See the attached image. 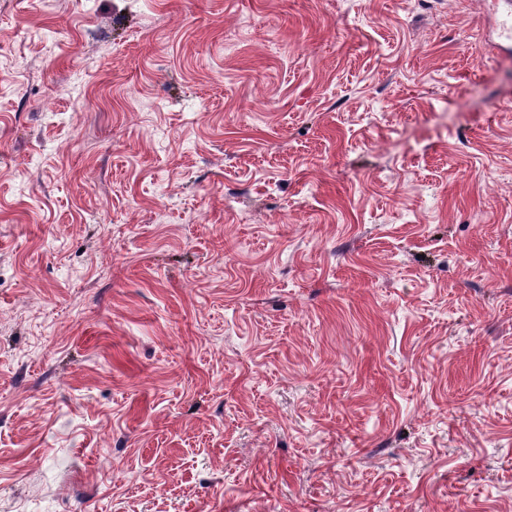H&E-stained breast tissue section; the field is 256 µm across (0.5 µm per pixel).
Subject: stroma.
Instances as JSON below:
<instances>
[{
    "label": "stroma",
    "mask_w": 512,
    "mask_h": 512,
    "mask_svg": "<svg viewBox=\"0 0 512 512\" xmlns=\"http://www.w3.org/2000/svg\"><path fill=\"white\" fill-rule=\"evenodd\" d=\"M493 23L0 0V512H512Z\"/></svg>",
    "instance_id": "35a3bbf8"
}]
</instances>
